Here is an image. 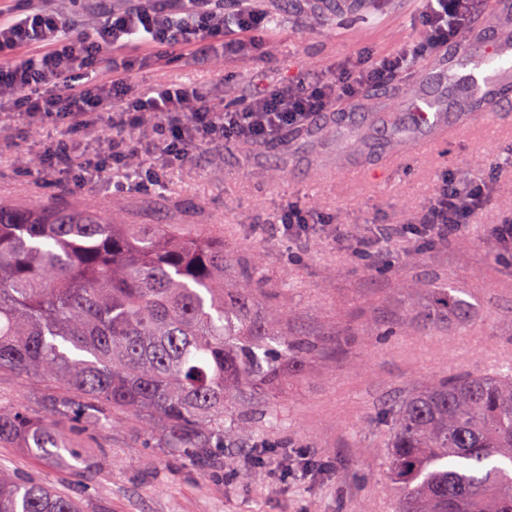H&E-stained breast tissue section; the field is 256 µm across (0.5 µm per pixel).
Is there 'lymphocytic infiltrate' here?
<instances>
[{
	"instance_id": "obj_1",
	"label": "lymphocytic infiltrate",
	"mask_w": 512,
	"mask_h": 512,
	"mask_svg": "<svg viewBox=\"0 0 512 512\" xmlns=\"http://www.w3.org/2000/svg\"><path fill=\"white\" fill-rule=\"evenodd\" d=\"M96 2L101 23L91 37L82 32L79 16L63 18L41 0L0 12V112L61 127L36 157L45 175L147 191L161 186L163 173L191 150L227 137L255 144L275 140L339 101L359 98L366 87L411 70L417 57L459 41L474 0H423L415 43L356 56L330 73L252 92L230 107L195 85H138L134 78L173 55L195 64L225 50L256 56L266 23L253 0H231L226 7L217 0ZM105 71L110 80H102ZM94 129L108 141L107 150L95 155L87 144ZM489 199L479 185L442 178L424 220L399 233L423 245L447 240Z\"/></svg>"
}]
</instances>
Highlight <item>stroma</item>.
<instances>
[{
  "label": "stroma",
  "mask_w": 512,
  "mask_h": 512,
  "mask_svg": "<svg viewBox=\"0 0 512 512\" xmlns=\"http://www.w3.org/2000/svg\"><path fill=\"white\" fill-rule=\"evenodd\" d=\"M277 17V32L262 60L220 57L207 65L183 60L136 77L140 84L194 81L217 95H248L301 71L330 70L364 49L392 51L415 40L421 0H363L342 12V24L323 20L336 0H257ZM423 58L408 74L389 79L398 94H382L394 114L402 97L447 98L448 85ZM373 109L335 111L262 145L220 140L170 170L160 188L115 191L69 180L45 182L30 164L60 130L31 126L23 116L0 115V201L61 206L113 215L121 224H188L224 244L234 259L259 261L272 302L289 315L288 330L318 336L319 356L288 388L269 415H255L237 442L215 449L197 469L181 453L161 447L138 421L114 416L99 427L76 428L75 440L98 461L95 472L49 466L18 442L0 443V468L76 497L83 512H395L385 478L386 413L429 380L512 368V251L487 238L489 224H512V166L495 168L512 149V105L491 125L433 149L409 150L379 181L336 184L338 160L358 157L379 169L397 145L382 135ZM467 182L493 173V204L447 242L426 246L394 241L378 253L355 251L376 224L420 221L437 178ZM312 205L324 225L299 241L279 231L285 202ZM448 282L471 303L466 322L425 332L429 285ZM40 377L0 373V407L32 415L44 410ZM278 447L263 463L254 447Z\"/></svg>",
  "instance_id": "stroma-1"
}]
</instances>
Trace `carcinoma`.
<instances>
[{"label": "carcinoma", "instance_id": "obj_1", "mask_svg": "<svg viewBox=\"0 0 512 512\" xmlns=\"http://www.w3.org/2000/svg\"><path fill=\"white\" fill-rule=\"evenodd\" d=\"M224 244L181 224H116L75 208L0 203V371L41 376L63 391L44 414L0 408V441L54 464L92 457L59 422L151 425L192 467L211 463L247 424L254 398L274 401L317 355L277 307L259 308L247 264L224 287ZM426 326L462 319L457 288H432ZM398 512H512V372L432 380L400 400L386 442ZM0 512H82L74 498L0 470Z\"/></svg>", "mask_w": 512, "mask_h": 512}]
</instances>
